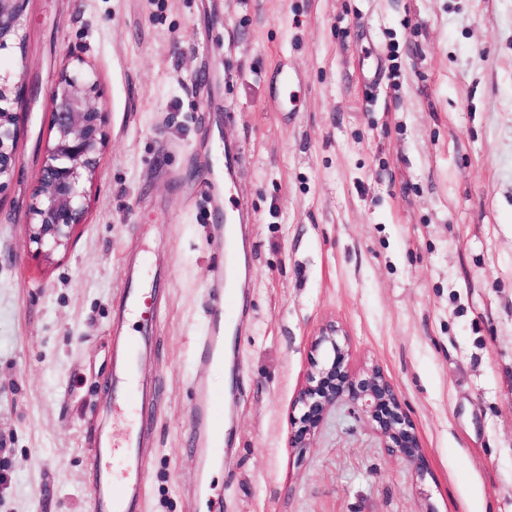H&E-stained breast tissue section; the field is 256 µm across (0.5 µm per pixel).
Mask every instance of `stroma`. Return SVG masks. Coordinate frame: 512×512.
<instances>
[{
  "label": "stroma",
  "mask_w": 512,
  "mask_h": 512,
  "mask_svg": "<svg viewBox=\"0 0 512 512\" xmlns=\"http://www.w3.org/2000/svg\"><path fill=\"white\" fill-rule=\"evenodd\" d=\"M12 181L0 189V512H90L102 424L144 435L143 512H205L192 433L209 383L224 512H512V0H29ZM82 58L108 145L67 251L27 226L50 96ZM300 111L275 99L279 67ZM251 217L231 381L196 340L226 249L205 189ZM166 283L137 394L116 399L122 290ZM346 331L411 416L423 473L346 406L311 448L288 414L319 328Z\"/></svg>",
  "instance_id": "1"
}]
</instances>
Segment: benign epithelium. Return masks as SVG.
<instances>
[{
  "instance_id": "1",
  "label": "benign epithelium",
  "mask_w": 512,
  "mask_h": 512,
  "mask_svg": "<svg viewBox=\"0 0 512 512\" xmlns=\"http://www.w3.org/2000/svg\"><path fill=\"white\" fill-rule=\"evenodd\" d=\"M26 2L0 0V49L25 50ZM10 78L11 74L0 72V189L14 174L20 123V113L13 110L18 84ZM51 105L54 135L44 152L28 224L29 239L44 256L68 247L76 227L83 223L84 180L96 173L107 140L98 80L84 68L83 59L59 75ZM340 404L379 434L392 455L423 471L416 428L399 394L379 367L353 371L348 336L332 321L312 341L310 368L291 406L288 447L298 452L311 447L328 412Z\"/></svg>"
}]
</instances>
